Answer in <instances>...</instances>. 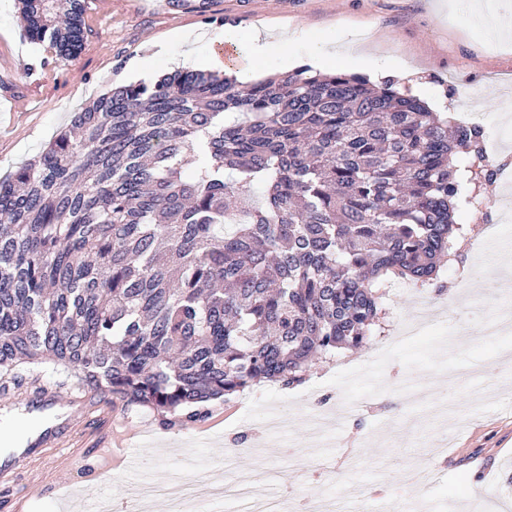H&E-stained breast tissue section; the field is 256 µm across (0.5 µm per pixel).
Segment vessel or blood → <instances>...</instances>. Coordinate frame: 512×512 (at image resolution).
Returning a JSON list of instances; mask_svg holds the SVG:
<instances>
[{"mask_svg": "<svg viewBox=\"0 0 512 512\" xmlns=\"http://www.w3.org/2000/svg\"><path fill=\"white\" fill-rule=\"evenodd\" d=\"M28 412L35 428L33 440L0 456V488L11 491L19 484L26 468L46 461L49 454L69 445L78 425L73 418L63 417L68 407H78L91 414L97 409L93 397L84 398L46 391L28 399Z\"/></svg>", "mask_w": 512, "mask_h": 512, "instance_id": "obj_1", "label": "vessel or blood"}]
</instances>
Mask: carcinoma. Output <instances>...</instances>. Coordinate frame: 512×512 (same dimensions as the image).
Here are the masks:
<instances>
[{
  "label": "carcinoma",
  "instance_id": "obj_1",
  "mask_svg": "<svg viewBox=\"0 0 512 512\" xmlns=\"http://www.w3.org/2000/svg\"><path fill=\"white\" fill-rule=\"evenodd\" d=\"M83 43L85 0H20ZM484 132L355 74L250 86L175 70L76 113L0 179V390L25 364L162 418L362 348L399 280L429 285L489 183Z\"/></svg>",
  "mask_w": 512,
  "mask_h": 512
}]
</instances>
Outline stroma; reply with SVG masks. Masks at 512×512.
I'll return each mask as SVG.
<instances>
[{
    "label": "stroma",
    "mask_w": 512,
    "mask_h": 512,
    "mask_svg": "<svg viewBox=\"0 0 512 512\" xmlns=\"http://www.w3.org/2000/svg\"><path fill=\"white\" fill-rule=\"evenodd\" d=\"M262 25L288 26L290 53L301 67L314 43L336 33L328 50L347 53L343 71L366 75L364 58L376 57L373 82L417 87L420 99L442 105L457 122L479 113L481 126L498 135V154L512 164V123L502 118L512 103V39L488 41L452 0H211L204 15L170 9L165 0H88L83 48L67 60L30 42L12 0L0 10V177L35 159L99 95L139 80L140 65L158 77L173 71L186 50L183 34ZM158 42L165 56H156ZM476 195L492 207L483 215L459 213L468 233L437 284L408 294L394 287L383 300L389 328L417 314L413 296L434 300L437 320L427 335L379 359L368 344L314 360L302 382H264L230 401L208 402L195 424L166 425L149 408L116 407L100 397L97 420L48 463L25 471L27 512H64L62 494L80 486L126 500L131 485L157 473L222 481L232 468L250 473L260 497L281 500L291 512L325 494L349 500L372 477L380 480L373 492L381 512H449L456 503L512 512V332L480 333L512 288L502 287L499 270L469 267L472 242L512 251V223L492 237L486 229L512 195V181L485 184ZM260 400L293 417L291 434L270 448L256 445ZM339 400L352 405L350 421L329 450L310 445V417ZM242 435L250 450L238 455L232 447ZM425 468L431 480L414 485L413 475ZM486 484L498 497L473 494V486Z\"/></svg>",
    "instance_id": "1"
}]
</instances>
